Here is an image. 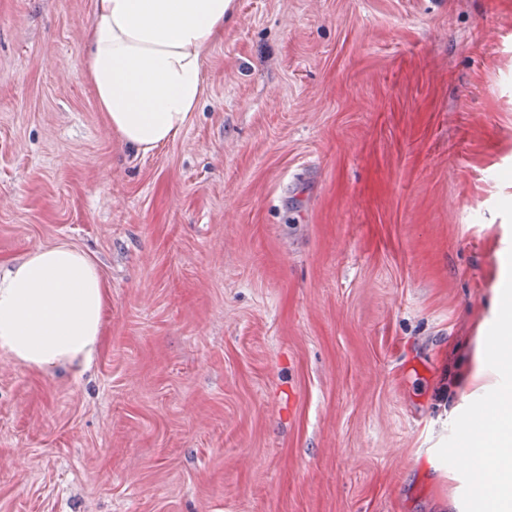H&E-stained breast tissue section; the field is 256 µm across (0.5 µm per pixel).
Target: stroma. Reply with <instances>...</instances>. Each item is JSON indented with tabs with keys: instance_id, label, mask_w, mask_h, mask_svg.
I'll list each match as a JSON object with an SVG mask.
<instances>
[{
	"instance_id": "35a3bbf8",
	"label": "stroma",
	"mask_w": 512,
	"mask_h": 512,
	"mask_svg": "<svg viewBox=\"0 0 512 512\" xmlns=\"http://www.w3.org/2000/svg\"><path fill=\"white\" fill-rule=\"evenodd\" d=\"M94 0H0V264L109 290L80 376L0 355V512H477L465 386L512 285V0H236L149 156Z\"/></svg>"
}]
</instances>
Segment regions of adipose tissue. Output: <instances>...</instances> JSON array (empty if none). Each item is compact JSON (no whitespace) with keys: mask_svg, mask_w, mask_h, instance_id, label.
Segmentation results:
<instances>
[{"mask_svg":"<svg viewBox=\"0 0 512 512\" xmlns=\"http://www.w3.org/2000/svg\"><path fill=\"white\" fill-rule=\"evenodd\" d=\"M235 0H94L85 76L108 128L149 155L180 137L204 93L203 52L224 32ZM108 290L97 263L67 244L35 249L0 267V354L23 366L73 374L100 351ZM512 374V317L478 348L469 388ZM512 414V390L498 391L486 416L463 430L457 452L469 463L494 454L500 474L490 512H512V430L479 434Z\"/></svg>","mask_w":512,"mask_h":512,"instance_id":"ef3b65f1","label":"adipose tissue"}]
</instances>
